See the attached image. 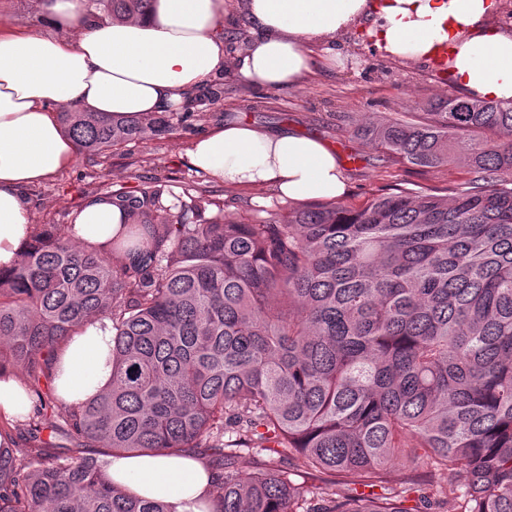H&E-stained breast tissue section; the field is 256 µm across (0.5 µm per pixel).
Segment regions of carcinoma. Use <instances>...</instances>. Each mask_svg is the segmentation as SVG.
<instances>
[{
  "mask_svg": "<svg viewBox=\"0 0 512 512\" xmlns=\"http://www.w3.org/2000/svg\"><path fill=\"white\" fill-rule=\"evenodd\" d=\"M86 2L114 19L151 5ZM422 109L361 135L392 161L464 160L470 177L446 196L396 189L253 224L205 220L216 201L155 180L107 196L124 226L107 249L43 228L0 270V372L21 364L39 391L63 343L105 317L112 384L64 407L96 455L49 454L35 418L37 446L0 447V512H169L112 483L107 458L195 449L212 459L211 512H512V99ZM60 119L88 154L174 130L164 112ZM396 462L460 465L467 481L429 479L430 497L411 477L388 486ZM293 472L320 480L319 497Z\"/></svg>",
  "mask_w": 512,
  "mask_h": 512,
  "instance_id": "carcinoma-1",
  "label": "carcinoma"
}]
</instances>
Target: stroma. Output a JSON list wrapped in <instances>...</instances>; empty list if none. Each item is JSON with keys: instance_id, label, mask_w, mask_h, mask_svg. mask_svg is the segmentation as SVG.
Segmentation results:
<instances>
[{"instance_id": "stroma-1", "label": "stroma", "mask_w": 512, "mask_h": 512, "mask_svg": "<svg viewBox=\"0 0 512 512\" xmlns=\"http://www.w3.org/2000/svg\"><path fill=\"white\" fill-rule=\"evenodd\" d=\"M335 65H317L296 85L270 90L223 78L222 96L211 101L201 92L182 112L173 113V134L130 141L100 155L78 154L73 166L43 184L26 189L25 198L35 230L69 224L80 206L95 195L129 191L158 178L179 197L201 192L216 207L209 220L247 219L262 222L279 212L286 199L262 189L228 188L199 174L187 150L195 137L217 119L242 117L270 127H289L317 137L334 149L347 184L346 204L358 205L388 188L442 192L448 184L467 179V168H420L383 160L382 154L356 131L383 117H402L419 105L451 94L447 76L410 60L394 61L368 50L353 36L336 44Z\"/></svg>"}]
</instances>
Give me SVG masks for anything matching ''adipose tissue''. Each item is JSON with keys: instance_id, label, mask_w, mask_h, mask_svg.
I'll list each match as a JSON object with an SVG mask.
<instances>
[{"instance_id": "adipose-tissue-1", "label": "adipose tissue", "mask_w": 512, "mask_h": 512, "mask_svg": "<svg viewBox=\"0 0 512 512\" xmlns=\"http://www.w3.org/2000/svg\"><path fill=\"white\" fill-rule=\"evenodd\" d=\"M56 29L0 28V268L8 269L33 234L22 191L68 167L77 146L63 131L66 108L131 119L186 105L222 73L279 89L311 69L309 47L331 46L363 31L394 60L431 63L448 52L455 89L482 100L512 99V29L495 22L499 0H247L250 38L228 56L219 24L224 0H152L147 16L115 21L89 15L84 0H42ZM190 163L232 188H265L296 202H335L346 193L336 155L320 141L240 119L197 137ZM122 212L88 204L68 238L104 248L122 232ZM112 380V324L94 319L58 351L56 398L78 407ZM108 473L131 495L167 504L170 512H208L211 474L193 455L166 453L111 459Z\"/></svg>"}]
</instances>
